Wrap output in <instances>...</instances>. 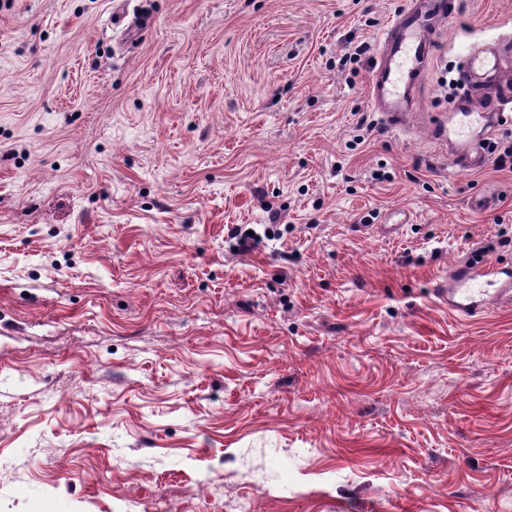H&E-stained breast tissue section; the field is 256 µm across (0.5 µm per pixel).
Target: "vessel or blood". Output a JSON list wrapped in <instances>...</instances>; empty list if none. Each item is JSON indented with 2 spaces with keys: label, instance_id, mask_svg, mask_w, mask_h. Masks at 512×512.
I'll use <instances>...</instances> for the list:
<instances>
[{
  "label": "vessel or blood",
  "instance_id": "b4317fda",
  "mask_svg": "<svg viewBox=\"0 0 512 512\" xmlns=\"http://www.w3.org/2000/svg\"><path fill=\"white\" fill-rule=\"evenodd\" d=\"M454 0H405L404 7L389 21L376 53L370 78L371 99L378 111L392 121L418 111L420 78L433 52L431 30L435 23L456 16ZM493 86L491 102L478 101L471 85ZM512 47L484 49L470 54L463 85L456 101L457 111L475 117L485 133L483 140L470 141L456 125H442L433 131L436 139L448 143L453 163L477 171L487 162L486 138L512 126ZM435 294L448 303L449 310L464 317H476L491 305L512 303V276L491 262H463L450 267L447 279L438 281Z\"/></svg>",
  "mask_w": 512,
  "mask_h": 512
}]
</instances>
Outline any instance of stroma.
I'll return each instance as SVG.
<instances>
[{"instance_id":"obj_1","label":"stroma","mask_w":512,"mask_h":512,"mask_svg":"<svg viewBox=\"0 0 512 512\" xmlns=\"http://www.w3.org/2000/svg\"><path fill=\"white\" fill-rule=\"evenodd\" d=\"M459 2L393 127L404 0H0V512H512V306L434 293L512 269V127L425 133L512 41ZM431 131L436 139L446 144L448 142L451 159L457 167L469 171H477L485 167L488 159L485 137L472 143L455 124H448V126L443 124L438 128H431ZM435 295L448 300V309L464 317H476L493 304L512 303V276L498 264L463 262L448 269V279L435 286Z\"/></svg>"}]
</instances>
